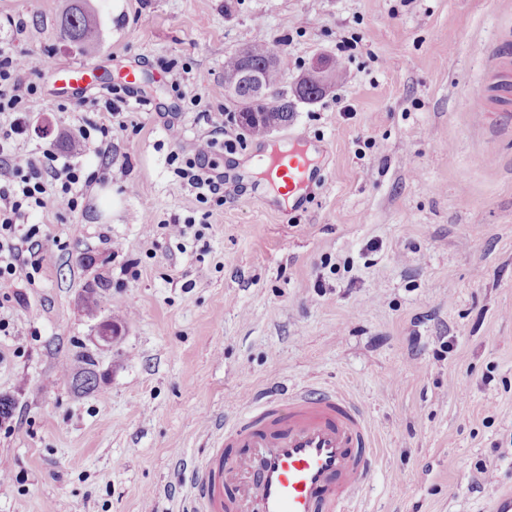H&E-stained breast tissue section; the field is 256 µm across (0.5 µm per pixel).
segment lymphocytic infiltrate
<instances>
[{
  "mask_svg": "<svg viewBox=\"0 0 512 512\" xmlns=\"http://www.w3.org/2000/svg\"><path fill=\"white\" fill-rule=\"evenodd\" d=\"M29 60L14 55L0 46V112L8 113V126H0V287L8 284L21 270L20 243L30 242L41 247L40 227L30 221L31 215L46 207L59 211H76L81 192L95 182L99 175L112 173V127L105 123L89 122L81 126L82 140L93 142L99 160L98 172L84 173L50 148L18 164L14 158L15 143L25 135L28 117L26 104L36 93L35 87L23 80ZM222 121L212 123V130L195 144L193 160L179 170L199 199L222 197L224 187L202 171L219 136L224 135Z\"/></svg>",
  "mask_w": 512,
  "mask_h": 512,
  "instance_id": "1",
  "label": "lymphocytic infiltrate"
}]
</instances>
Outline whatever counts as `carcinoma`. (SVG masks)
Here are the masks:
<instances>
[{
  "mask_svg": "<svg viewBox=\"0 0 512 512\" xmlns=\"http://www.w3.org/2000/svg\"><path fill=\"white\" fill-rule=\"evenodd\" d=\"M60 35L63 39L83 46L98 42L100 32L96 22L85 9L81 0H75L60 22ZM250 64L261 74L265 86L271 93L264 97H254L249 93L246 79L243 78L245 65ZM288 59L275 55L267 42H254L224 57V86L235 87L237 95L246 99L245 112H272L274 117L286 124L294 114V103L288 96L279 92ZM343 77L336 64L324 72H311L303 76L294 89V97L299 101L312 102L322 96L325 89L336 84ZM93 358L82 355L72 367H65L62 375L71 377L73 388L79 392H90L97 388V371Z\"/></svg>",
  "mask_w": 512,
  "mask_h": 512,
  "instance_id": "obj_1",
  "label": "carcinoma"
}]
</instances>
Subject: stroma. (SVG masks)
I'll use <instances>...</instances> for the list:
<instances>
[{"mask_svg":"<svg viewBox=\"0 0 512 512\" xmlns=\"http://www.w3.org/2000/svg\"><path fill=\"white\" fill-rule=\"evenodd\" d=\"M69 5L31 0L17 36L0 0V38L38 87L19 157L50 143L95 170L76 138L88 120L111 119L113 145L111 180L40 215V270L0 306V394L16 401L0 512H185L182 462L205 459L211 420L305 385L368 411L376 467L357 512H489L512 487V127L489 100L512 0H85L100 31L86 48L60 36ZM256 40L287 55L284 93L315 57L344 70L263 140L224 94L225 55ZM82 63L95 87L57 98L52 69ZM219 117L233 144L205 170L224 178L220 205L174 173ZM286 142L325 178L293 210L238 169ZM114 310L129 317L103 348ZM85 353L101 380L78 395L61 368ZM480 465L496 479L481 491Z\"/></svg>","mask_w":512,"mask_h":512,"instance_id":"35a3bbf8","label":"stroma"}]
</instances>
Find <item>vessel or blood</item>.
Listing matches in <instances>:
<instances>
[{"label": "vessel or blood", "instance_id": "b4317fda", "mask_svg": "<svg viewBox=\"0 0 512 512\" xmlns=\"http://www.w3.org/2000/svg\"><path fill=\"white\" fill-rule=\"evenodd\" d=\"M90 66L71 67V95L92 87ZM269 178L293 194L311 188L304 154L288 152ZM365 410L337 391L300 390L248 406L225 427L205 463L192 466L190 512H355L374 471Z\"/></svg>", "mask_w": 512, "mask_h": 512}]
</instances>
